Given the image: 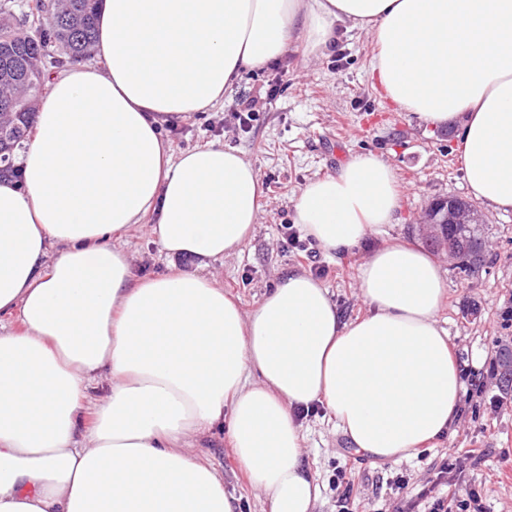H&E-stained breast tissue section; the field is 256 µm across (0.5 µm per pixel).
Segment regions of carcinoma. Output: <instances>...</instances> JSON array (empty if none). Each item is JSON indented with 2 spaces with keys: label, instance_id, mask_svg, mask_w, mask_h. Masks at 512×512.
<instances>
[{
  "label": "carcinoma",
  "instance_id": "obj_1",
  "mask_svg": "<svg viewBox=\"0 0 512 512\" xmlns=\"http://www.w3.org/2000/svg\"><path fill=\"white\" fill-rule=\"evenodd\" d=\"M98 2L60 0L49 11L46 0H29L20 24L0 20V178L19 175L15 152L34 126L36 100L44 84L42 64L59 67L90 56ZM448 239L459 244V272H478L484 262L483 229L443 224L431 244L438 247Z\"/></svg>",
  "mask_w": 512,
  "mask_h": 512
}]
</instances>
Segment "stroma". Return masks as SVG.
I'll return each mask as SVG.
<instances>
[{
  "label": "stroma",
  "mask_w": 512,
  "mask_h": 512,
  "mask_svg": "<svg viewBox=\"0 0 512 512\" xmlns=\"http://www.w3.org/2000/svg\"><path fill=\"white\" fill-rule=\"evenodd\" d=\"M373 51L370 36L336 24L331 44L315 54L293 48L278 65L244 73L225 92L223 104L163 128L162 139L172 155L216 143L237 149L259 170L261 213L250 241L239 255L210 266L244 312L255 309L267 288L288 273H307L318 264L326 269L322 282L341 320L366 313L357 270L369 245L336 254L321 250L311 261L285 235L307 183L336 175L354 157L383 160L399 187L393 220L373 236V244L397 237L421 240L419 222L432 203L451 195L470 197L456 128L425 125L388 99L371 68ZM268 88L274 91L272 99L249 128L239 127L232 117L237 100ZM474 207L484 220V265L467 277L446 255H439L447 294L438 320L465 374L483 380V392L467 390L447 436L428 445L425 455L399 462L356 452L325 409L302 418L304 461L319 487L314 512H336V501L345 494L355 512H424L431 489L447 496L450 512H512V388H502L488 373L500 350L512 349V212L479 201ZM119 244L132 255L137 276L166 271L165 255L144 231H130ZM203 445L228 492L238 499L240 512H263L264 504L240 470L226 433L212 431ZM451 448H479L483 454L479 460L463 461L442 485L437 466ZM345 465L358 472L350 488L337 480Z\"/></svg>",
  "instance_id": "1"
}]
</instances>
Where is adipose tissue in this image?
Wrapping results in <instances>:
<instances>
[{"label": "adipose tissue", "instance_id": "obj_1", "mask_svg": "<svg viewBox=\"0 0 512 512\" xmlns=\"http://www.w3.org/2000/svg\"><path fill=\"white\" fill-rule=\"evenodd\" d=\"M339 22L371 35L391 100L458 123L474 199L512 210V0H103L104 68L53 80L21 182L0 179V315L21 324L0 331V512H237L191 450L223 425L266 512H313L296 410L324 406L383 461L458 419L462 368L432 255L373 249L358 268L369 311L347 323L296 272L244 312L206 270L250 240L258 170L232 148L163 144L164 124L215 107L296 42L326 46ZM398 198L391 167L357 157L304 187L295 221L334 252L390 224ZM140 227L166 272L134 276L113 246ZM182 254L195 270L176 266Z\"/></svg>", "mask_w": 512, "mask_h": 512}]
</instances>
